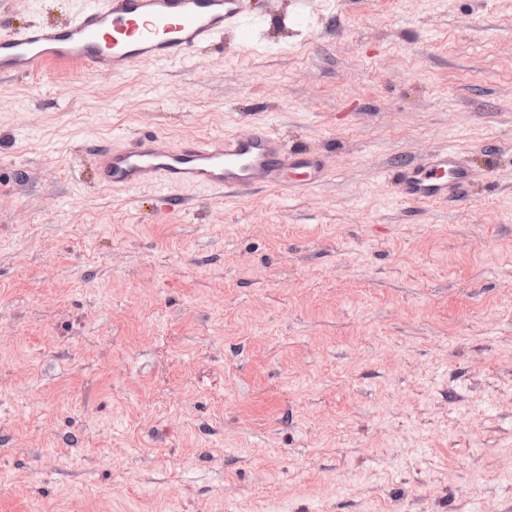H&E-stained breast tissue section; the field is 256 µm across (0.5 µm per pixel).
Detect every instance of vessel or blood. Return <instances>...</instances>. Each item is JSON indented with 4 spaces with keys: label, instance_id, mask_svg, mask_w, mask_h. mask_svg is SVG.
<instances>
[{
    "label": "vessel or blood",
    "instance_id": "b4317fda",
    "mask_svg": "<svg viewBox=\"0 0 512 512\" xmlns=\"http://www.w3.org/2000/svg\"><path fill=\"white\" fill-rule=\"evenodd\" d=\"M252 18L250 0H88L63 26L0 27V74L43 77L76 69L119 75L137 64L162 67L191 60L200 47L225 31L245 29ZM93 158L101 185L129 190L151 178L165 188L241 192L283 186L291 170L301 171L303 186L312 188L326 175L321 159L288 149L264 125L178 145L149 133L98 147ZM471 177L453 149L394 173L401 198L419 203L448 200Z\"/></svg>",
    "mask_w": 512,
    "mask_h": 512
}]
</instances>
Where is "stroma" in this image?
Returning <instances> with one entry per match:
<instances>
[{
	"label": "stroma",
	"instance_id": "stroma-1",
	"mask_svg": "<svg viewBox=\"0 0 512 512\" xmlns=\"http://www.w3.org/2000/svg\"><path fill=\"white\" fill-rule=\"evenodd\" d=\"M251 5L160 75L0 77V512H512V0ZM256 124L328 177L98 183ZM443 148L459 195L399 198ZM471 177L463 156L454 149L434 152L419 163L402 164L394 173L401 198L419 203L448 201Z\"/></svg>",
	"mask_w": 512,
	"mask_h": 512
}]
</instances>
